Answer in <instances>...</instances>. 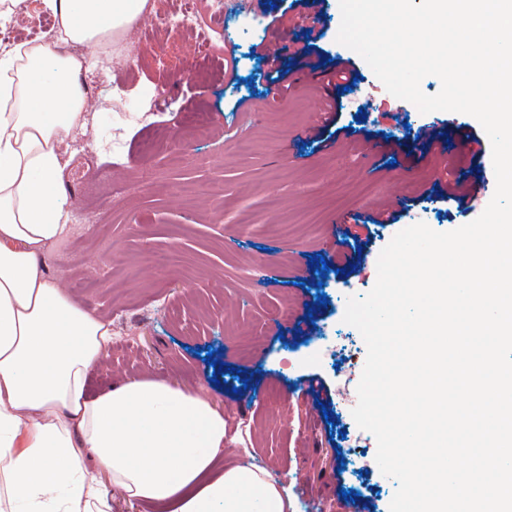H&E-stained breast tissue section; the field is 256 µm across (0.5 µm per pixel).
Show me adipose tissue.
Masks as SVG:
<instances>
[{
	"label": "adipose tissue",
	"instance_id": "ef3b65f1",
	"mask_svg": "<svg viewBox=\"0 0 512 512\" xmlns=\"http://www.w3.org/2000/svg\"><path fill=\"white\" fill-rule=\"evenodd\" d=\"M43 3L58 42L83 52L35 40L0 56V512H112L116 491L162 512H289L267 469L213 474L224 414L199 393L150 377L88 391L112 328L40 264L69 230L61 184L90 109L82 74L148 0Z\"/></svg>",
	"mask_w": 512,
	"mask_h": 512
}]
</instances>
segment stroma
Returning <instances> with one entry per match:
<instances>
[{
    "instance_id": "1",
    "label": "stroma",
    "mask_w": 512,
    "mask_h": 512,
    "mask_svg": "<svg viewBox=\"0 0 512 512\" xmlns=\"http://www.w3.org/2000/svg\"><path fill=\"white\" fill-rule=\"evenodd\" d=\"M307 13L303 0L290 11L284 0H257L244 12L254 29H233L215 57L194 36L164 40L144 24L97 50L82 75L87 126L63 172L78 188L69 205L93 220L47 250L44 272L114 329L91 393L140 376L197 390L224 413L225 461L270 470L294 512L310 498L321 512H345L351 499L389 512L396 483L346 401L367 356L343 321L346 301L373 288L379 255L401 230L423 222L448 232L484 212L496 188L492 148L474 117L424 114L391 95L337 42L339 0H324L317 45L355 65L362 97L327 89L300 57L287 59L294 85L281 93L251 47H302ZM331 98L338 133L323 145L311 134ZM441 122L458 128L444 160L407 139L409 128ZM239 138L249 152L234 149ZM475 162L485 174L473 201H440L438 189ZM394 198L396 222L374 225L366 261L347 267L331 216L351 229ZM157 255L175 256V266L152 264ZM313 309L314 329L297 334Z\"/></svg>"
}]
</instances>
